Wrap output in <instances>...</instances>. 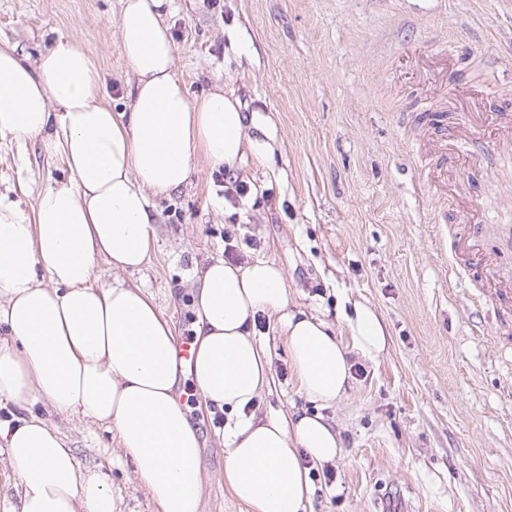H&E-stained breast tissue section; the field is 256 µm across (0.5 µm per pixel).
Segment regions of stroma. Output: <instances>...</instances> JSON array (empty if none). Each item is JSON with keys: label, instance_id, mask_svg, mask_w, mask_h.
Listing matches in <instances>:
<instances>
[{"label": "stroma", "instance_id": "1", "mask_svg": "<svg viewBox=\"0 0 512 512\" xmlns=\"http://www.w3.org/2000/svg\"><path fill=\"white\" fill-rule=\"evenodd\" d=\"M167 16L177 75L191 97L214 83L269 111L274 161L235 169L198 159L179 191L152 199L147 261H99L94 286L151 293L175 336H195L188 289L206 264L258 259L283 268L297 308L347 328L341 309L371 306L390 337L370 359L352 353L353 380L320 412L343 442L310 466L306 512H512V311L481 305L512 254L493 225L512 222V0H174ZM118 0H0V42L36 62L71 36L126 110ZM235 39H228V31ZM456 39L458 63L442 48ZM491 70L497 97L476 79ZM462 96L449 98V83ZM248 188L226 200L228 177ZM62 158L0 136V194L33 205L67 182ZM439 183L429 197L424 179ZM456 264L459 278L448 276ZM275 317L256 335L273 388L253 411L311 409L293 381ZM179 392L201 432L200 512H248L224 484V443L192 379ZM82 466L112 485L114 512H161L116 432L46 412Z\"/></svg>", "mask_w": 512, "mask_h": 512}]
</instances>
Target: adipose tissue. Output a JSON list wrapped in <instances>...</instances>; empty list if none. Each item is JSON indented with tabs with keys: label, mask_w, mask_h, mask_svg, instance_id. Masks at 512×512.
<instances>
[{
	"label": "adipose tissue",
	"mask_w": 512,
	"mask_h": 512,
	"mask_svg": "<svg viewBox=\"0 0 512 512\" xmlns=\"http://www.w3.org/2000/svg\"><path fill=\"white\" fill-rule=\"evenodd\" d=\"M119 4L129 111H113L74 38H56L34 64L0 44V136L39 142L70 172L39 192L31 212L0 196V400L23 410L0 421V447L22 486L11 512H112L106 474L81 467L60 432L31 414L39 402L115 430L162 512L200 508V435L176 392L171 325L141 288L92 280L101 259L143 265L151 195L185 185L198 157L230 169L247 157L270 163L273 125L221 82L190 99L165 22L173 0ZM191 297L189 372L203 399L228 412L225 485L250 512H305L311 480L301 455L330 462L343 443L318 413L251 414L273 381L256 317L277 315L299 391L329 405L349 387L352 352L386 350L377 313L355 305L342 339L322 318L291 310L284 271L264 261L214 260Z\"/></svg>",
	"instance_id": "obj_1"
}]
</instances>
